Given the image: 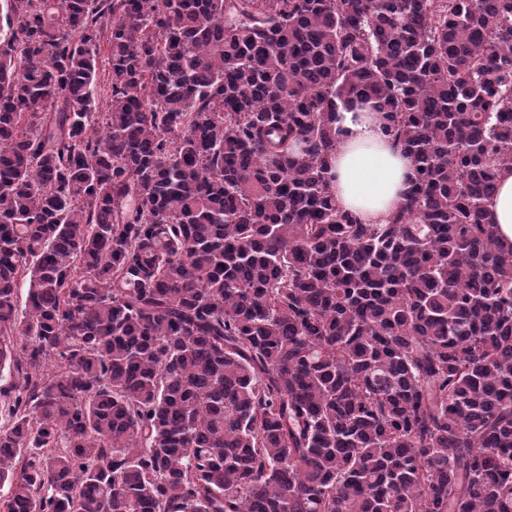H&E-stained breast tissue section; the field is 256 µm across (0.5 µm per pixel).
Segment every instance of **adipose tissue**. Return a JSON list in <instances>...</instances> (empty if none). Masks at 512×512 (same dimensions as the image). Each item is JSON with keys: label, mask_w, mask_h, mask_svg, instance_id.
Listing matches in <instances>:
<instances>
[{"label": "adipose tissue", "mask_w": 512, "mask_h": 512, "mask_svg": "<svg viewBox=\"0 0 512 512\" xmlns=\"http://www.w3.org/2000/svg\"><path fill=\"white\" fill-rule=\"evenodd\" d=\"M380 113L367 108H339L332 190L337 203L363 223H386L401 202L414 172L412 159L392 150ZM487 221L500 245L512 246V168H502L498 191L487 205Z\"/></svg>", "instance_id": "adipose-tissue-1"}]
</instances>
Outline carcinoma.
I'll list each match as a JSON object with an SVG mask.
<instances>
[{
	"mask_svg": "<svg viewBox=\"0 0 512 512\" xmlns=\"http://www.w3.org/2000/svg\"><path fill=\"white\" fill-rule=\"evenodd\" d=\"M0 7V512H512V0ZM380 112L369 107L336 112L337 148L332 190L337 203L364 224H385L414 172L412 159L393 151ZM487 222L495 224L498 243L512 246V168L504 167L498 175V191L487 205Z\"/></svg>",
	"mask_w": 512,
	"mask_h": 512,
	"instance_id": "cac0c4a2",
	"label": "carcinoma"
}]
</instances>
